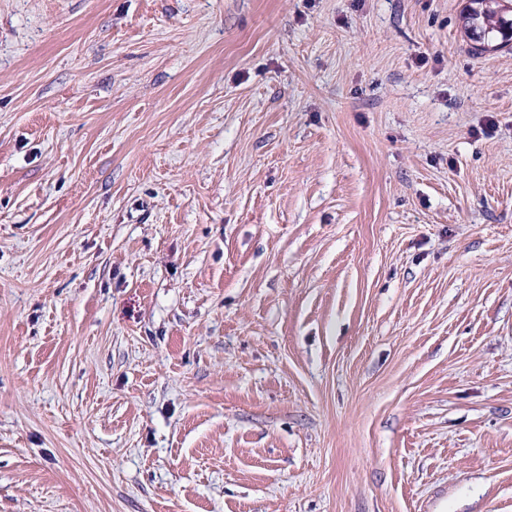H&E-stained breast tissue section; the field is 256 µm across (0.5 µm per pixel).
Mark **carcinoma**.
<instances>
[{
	"label": "carcinoma",
	"instance_id": "obj_1",
	"mask_svg": "<svg viewBox=\"0 0 512 512\" xmlns=\"http://www.w3.org/2000/svg\"><path fill=\"white\" fill-rule=\"evenodd\" d=\"M465 33L479 54L508 45L512 39V5L504 0H468Z\"/></svg>",
	"mask_w": 512,
	"mask_h": 512
}]
</instances>
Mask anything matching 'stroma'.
Returning a JSON list of instances; mask_svg holds the SVG:
<instances>
[{
    "label": "stroma",
    "instance_id": "35a3bbf8",
    "mask_svg": "<svg viewBox=\"0 0 512 512\" xmlns=\"http://www.w3.org/2000/svg\"><path fill=\"white\" fill-rule=\"evenodd\" d=\"M465 5L0 0V512H512Z\"/></svg>",
    "mask_w": 512,
    "mask_h": 512
}]
</instances>
